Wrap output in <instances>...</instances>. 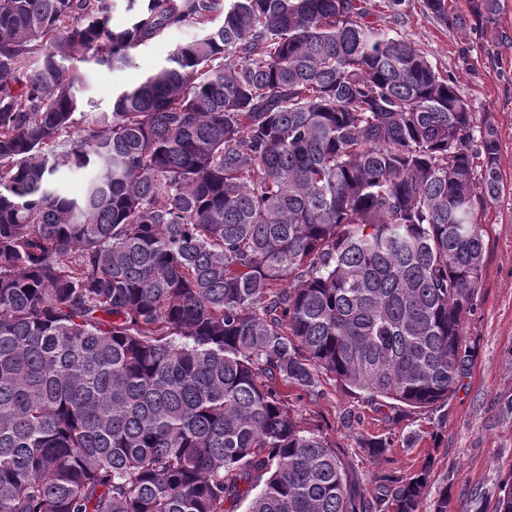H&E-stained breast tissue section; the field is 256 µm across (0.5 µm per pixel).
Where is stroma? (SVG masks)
Returning a JSON list of instances; mask_svg holds the SVG:
<instances>
[{"label":"stroma","mask_w":512,"mask_h":512,"mask_svg":"<svg viewBox=\"0 0 512 512\" xmlns=\"http://www.w3.org/2000/svg\"><path fill=\"white\" fill-rule=\"evenodd\" d=\"M409 2L411 8L397 29L434 67L455 76L475 125L492 122L500 138L503 187L482 219L484 272L476 307L462 322L470 360L448 404L433 411L397 412L364 396L347 395L329 378L323 383L324 398L293 394L288 405L303 426L320 430L344 449L346 466L366 495L375 492L372 474L407 475L428 455L433 466L421 512H432L444 490L453 504L475 501L482 512H495L502 482L512 474V0H501L484 37L468 43L426 13L421 0ZM195 34L189 25L168 31L140 46L127 67L88 65L89 81L78 92L84 100V122L110 111L113 92L137 85L176 45ZM346 407L360 417L355 428L340 422ZM378 436L393 442L381 458L360 448L362 439Z\"/></svg>","instance_id":"1"}]
</instances>
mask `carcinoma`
Returning a JSON list of instances; mask_svg holds the SVG:
<instances>
[{
	"instance_id": "carcinoma-1",
	"label": "carcinoma",
	"mask_w": 512,
	"mask_h": 512,
	"mask_svg": "<svg viewBox=\"0 0 512 512\" xmlns=\"http://www.w3.org/2000/svg\"><path fill=\"white\" fill-rule=\"evenodd\" d=\"M114 2L0 0V512H419L431 461L368 499L288 391L448 404L497 129L376 0ZM423 6L466 40L501 9ZM185 25L79 125L69 63Z\"/></svg>"
}]
</instances>
